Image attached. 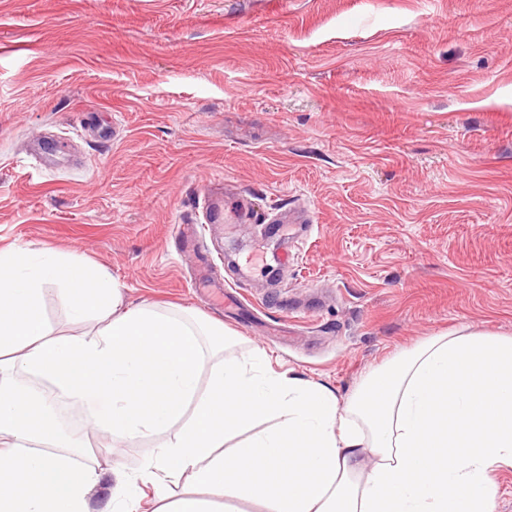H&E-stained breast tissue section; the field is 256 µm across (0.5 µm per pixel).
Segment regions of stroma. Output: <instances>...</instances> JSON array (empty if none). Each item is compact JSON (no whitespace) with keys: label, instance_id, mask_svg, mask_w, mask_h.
I'll return each mask as SVG.
<instances>
[{"label":"stroma","instance_id":"obj_1","mask_svg":"<svg viewBox=\"0 0 512 512\" xmlns=\"http://www.w3.org/2000/svg\"><path fill=\"white\" fill-rule=\"evenodd\" d=\"M214 179L315 215L205 225L220 312L171 236ZM4 248L342 398L428 337L512 336V0H0Z\"/></svg>","mask_w":512,"mask_h":512}]
</instances>
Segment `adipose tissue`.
Here are the masks:
<instances>
[{
  "instance_id": "ef3b65f1",
  "label": "adipose tissue",
  "mask_w": 512,
  "mask_h": 512,
  "mask_svg": "<svg viewBox=\"0 0 512 512\" xmlns=\"http://www.w3.org/2000/svg\"><path fill=\"white\" fill-rule=\"evenodd\" d=\"M51 288L89 330L53 332ZM237 343L207 317L128 308L77 256L0 250V512H91L107 482L105 512L154 501L157 512H224L232 500L269 512H494L495 476L512 468V336L464 326L431 337L344 401L263 351L231 357ZM56 396L100 447L151 440L152 454L135 472L80 463ZM261 418L273 426L256 429ZM184 476L202 496L171 499Z\"/></svg>"
}]
</instances>
